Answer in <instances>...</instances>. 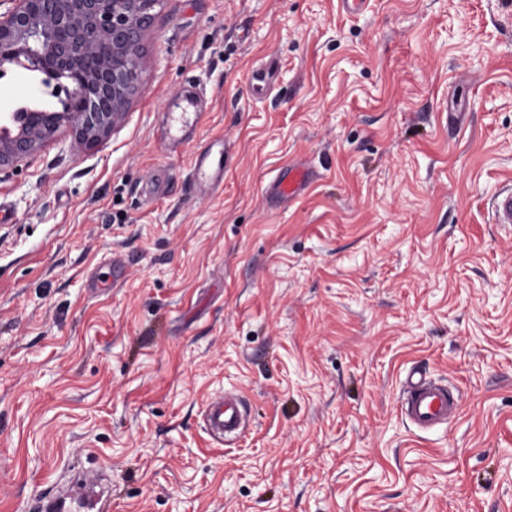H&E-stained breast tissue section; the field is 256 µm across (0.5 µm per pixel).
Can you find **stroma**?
Segmentation results:
<instances>
[{
	"instance_id": "obj_1",
	"label": "stroma",
	"mask_w": 512,
	"mask_h": 512,
	"mask_svg": "<svg viewBox=\"0 0 512 512\" xmlns=\"http://www.w3.org/2000/svg\"><path fill=\"white\" fill-rule=\"evenodd\" d=\"M142 65L105 141L0 169V512L98 462L112 512H512V0H161ZM42 79L1 66L0 114L58 110ZM413 366L447 427L402 416ZM201 112H180L172 118H166L161 128L163 137L189 138L194 132ZM224 184V142H215L192 164V185L197 191L206 192ZM315 177V173L304 165L288 167V172L279 175L273 184L274 195L267 197L270 202L280 203L282 200L296 196ZM492 218L496 224H512V191L496 195L492 205ZM460 409L459 395L411 368L402 383V410L419 431L428 432L448 423ZM205 423L210 435L218 441L238 434L246 424L242 398L226 395L210 399L205 408Z\"/></svg>"
}]
</instances>
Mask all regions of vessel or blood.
Here are the masks:
<instances>
[{"instance_id":"obj_1","label":"vessel or blood","mask_w":512,"mask_h":512,"mask_svg":"<svg viewBox=\"0 0 512 512\" xmlns=\"http://www.w3.org/2000/svg\"><path fill=\"white\" fill-rule=\"evenodd\" d=\"M198 113L182 112L166 119L162 135L187 138L194 132ZM314 177L303 165L289 167L286 174L277 177L273 184L274 201L296 196ZM224 182V145L216 142L192 164V185L197 191L206 192ZM460 409L458 394L447 386L433 381L419 369H410L402 383V410L406 419L419 431L428 432L447 424ZM205 423L210 435L219 441L238 434L246 424L243 400L237 395L219 396L209 400L205 408ZM107 497L106 477L103 470L79 471L73 483L43 502L40 512H57L61 503L84 505L99 503Z\"/></svg>"}]
</instances>
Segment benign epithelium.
Listing matches in <instances>:
<instances>
[{"label": "benign epithelium", "instance_id": "benign-epithelium-1", "mask_svg": "<svg viewBox=\"0 0 512 512\" xmlns=\"http://www.w3.org/2000/svg\"><path fill=\"white\" fill-rule=\"evenodd\" d=\"M0 15V65L69 81L59 112H12L0 128V167L33 154L63 126L93 147L115 129L142 83L143 38L160 0H14Z\"/></svg>", "mask_w": 512, "mask_h": 512}]
</instances>
